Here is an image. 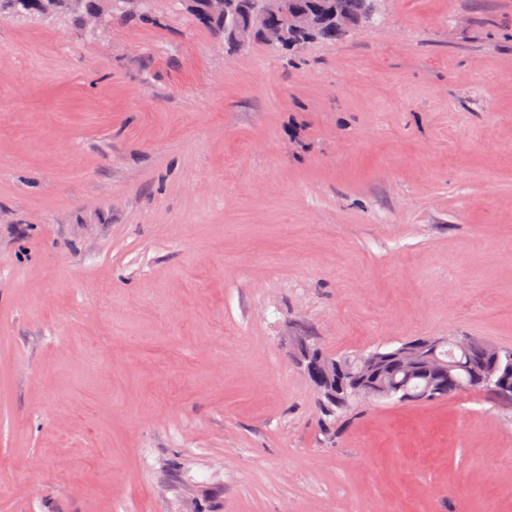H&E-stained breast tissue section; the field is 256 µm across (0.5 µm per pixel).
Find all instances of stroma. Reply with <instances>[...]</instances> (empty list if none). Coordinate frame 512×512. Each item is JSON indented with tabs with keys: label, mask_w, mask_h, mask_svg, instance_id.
<instances>
[{
	"label": "stroma",
	"mask_w": 512,
	"mask_h": 512,
	"mask_svg": "<svg viewBox=\"0 0 512 512\" xmlns=\"http://www.w3.org/2000/svg\"><path fill=\"white\" fill-rule=\"evenodd\" d=\"M98 7L0 20V512H512V405L297 362L512 347V0L289 60ZM414 341L403 343L408 345L392 352L380 353L378 350L363 355L359 358L357 370L353 369L350 359L325 356L305 343L300 345V361L306 374L322 393L325 399L323 404L327 408H343L354 399L363 402L379 401L381 396L391 394L385 390L381 381L383 367L391 359L397 360L408 374L426 377L420 393L416 396L405 394L404 398L433 400L448 392L439 398L444 399L449 395L467 391L484 393L499 403L512 404V396L504 398L499 395L493 384L475 383L473 369L483 359V350L487 344L485 341L468 336L469 342L465 345L467 339L456 336L453 343L463 347L448 345L444 350L443 347L440 349L439 355L438 349L448 341L447 338L420 339L410 344ZM445 362L453 367L448 381L446 377L450 366Z\"/></svg>",
	"instance_id": "1"
}]
</instances>
